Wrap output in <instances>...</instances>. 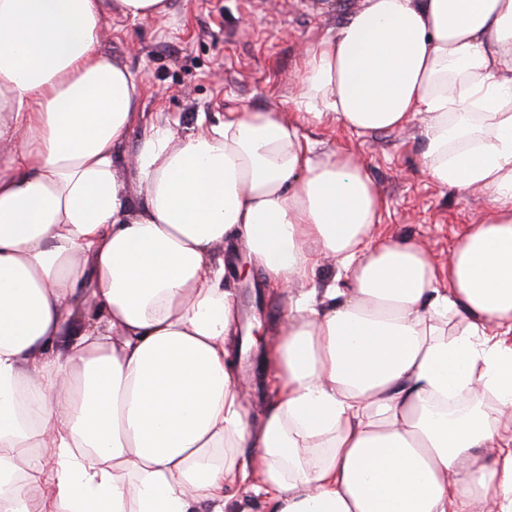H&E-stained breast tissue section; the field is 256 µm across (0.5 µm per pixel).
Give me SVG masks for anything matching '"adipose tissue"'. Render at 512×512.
<instances>
[{
  "mask_svg": "<svg viewBox=\"0 0 512 512\" xmlns=\"http://www.w3.org/2000/svg\"><path fill=\"white\" fill-rule=\"evenodd\" d=\"M111 6L169 0H0V512H28L11 451L36 446L43 512H226L245 482L271 512H512V0H362L304 51L299 118L420 119L424 173L486 192L443 268L375 237L362 165L275 112L155 124L121 165L141 94L101 50ZM220 245L301 289L255 425Z\"/></svg>",
  "mask_w": 512,
  "mask_h": 512,
  "instance_id": "1",
  "label": "adipose tissue"
}]
</instances>
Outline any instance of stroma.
<instances>
[{
  "label": "stroma",
  "mask_w": 512,
  "mask_h": 512,
  "mask_svg": "<svg viewBox=\"0 0 512 512\" xmlns=\"http://www.w3.org/2000/svg\"><path fill=\"white\" fill-rule=\"evenodd\" d=\"M361 0H170L163 17L137 21L109 12L102 50L143 82L142 117L123 146L131 155L151 123L167 120L178 135L248 106L292 115L305 47L333 36ZM317 152L349 153L381 192L385 206L375 233L408 240L438 266L471 224L489 214L487 195L439 185L423 172L417 122L383 133H359L339 122L305 123ZM244 325L235 367L247 388L244 406L259 419L271 399L267 369L248 360L258 345L279 339L278 311L288 291H272L258 275L231 280Z\"/></svg>",
  "instance_id": "35a3bbf8"
}]
</instances>
